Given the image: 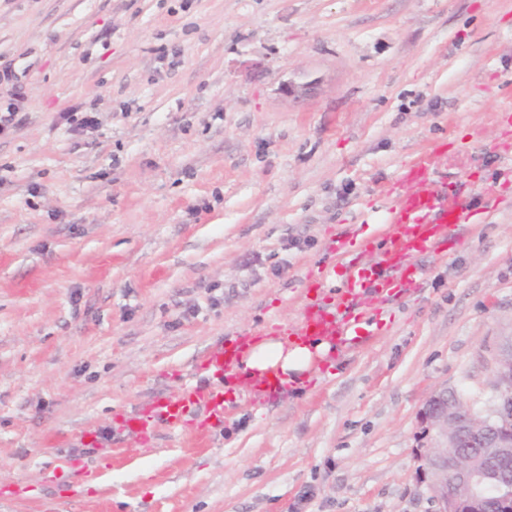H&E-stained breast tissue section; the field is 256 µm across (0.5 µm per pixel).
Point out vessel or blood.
<instances>
[{
    "mask_svg": "<svg viewBox=\"0 0 512 512\" xmlns=\"http://www.w3.org/2000/svg\"><path fill=\"white\" fill-rule=\"evenodd\" d=\"M403 182L401 192L388 195L379 242L360 243L346 282L332 286L324 305L303 309L289 325V335L325 338L340 349L365 344L371 336L365 327L370 306L388 304L420 289L423 277L416 258L438 253L450 232L473 223L474 213L461 190L435 178L431 157L418 158L404 173ZM251 342L246 332L211 347L197 368L203 382L175 396L154 398L135 414L117 415V433H135L145 444L161 428L189 431L205 439L224 419V386L240 379L241 359Z\"/></svg>",
    "mask_w": 512,
    "mask_h": 512,
    "instance_id": "1",
    "label": "vessel or blood"
}]
</instances>
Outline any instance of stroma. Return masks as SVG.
Masks as SVG:
<instances>
[{"instance_id":"35a3bbf8","label":"stroma","mask_w":512,"mask_h":512,"mask_svg":"<svg viewBox=\"0 0 512 512\" xmlns=\"http://www.w3.org/2000/svg\"><path fill=\"white\" fill-rule=\"evenodd\" d=\"M311 84L305 96L287 85ZM0 512H436L420 413L512 335V0H0ZM434 152L482 221L302 388L116 437L214 344L325 292ZM87 431L98 445L74 435Z\"/></svg>"}]
</instances>
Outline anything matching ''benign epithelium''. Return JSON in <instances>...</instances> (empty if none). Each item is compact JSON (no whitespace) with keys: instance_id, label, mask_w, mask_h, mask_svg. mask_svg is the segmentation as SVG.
<instances>
[{"instance_id":"benign-epithelium-1","label":"benign epithelium","mask_w":512,"mask_h":512,"mask_svg":"<svg viewBox=\"0 0 512 512\" xmlns=\"http://www.w3.org/2000/svg\"><path fill=\"white\" fill-rule=\"evenodd\" d=\"M495 390L483 415L447 389L425 402L422 422L437 441L425 464L438 512H512V336L497 360Z\"/></svg>"}]
</instances>
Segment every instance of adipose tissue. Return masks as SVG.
Wrapping results in <instances>:
<instances>
[{"label": "adipose tissue", "mask_w": 512, "mask_h": 512, "mask_svg": "<svg viewBox=\"0 0 512 512\" xmlns=\"http://www.w3.org/2000/svg\"><path fill=\"white\" fill-rule=\"evenodd\" d=\"M332 346L324 340H284L271 336L253 346L244 360L247 377L275 371L279 385L301 386L314 369L316 361L327 360Z\"/></svg>", "instance_id": "ef3b65f1"}]
</instances>
